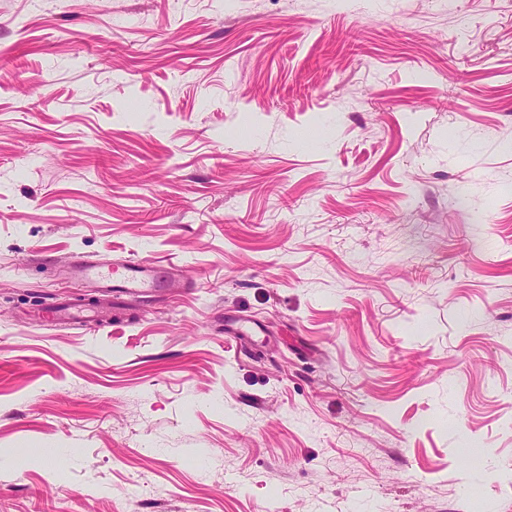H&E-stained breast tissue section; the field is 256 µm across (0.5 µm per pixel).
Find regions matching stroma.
Returning <instances> with one entry per match:
<instances>
[{
    "label": "stroma",
    "instance_id": "stroma-1",
    "mask_svg": "<svg viewBox=\"0 0 512 512\" xmlns=\"http://www.w3.org/2000/svg\"><path fill=\"white\" fill-rule=\"evenodd\" d=\"M0 512H512V0H0ZM72 268L78 276L95 275L102 281L103 288L129 296H150L162 288H168L167 280L159 276L150 263L142 260L128 261L119 267L106 263H89L82 256H75Z\"/></svg>",
    "mask_w": 512,
    "mask_h": 512
}]
</instances>
